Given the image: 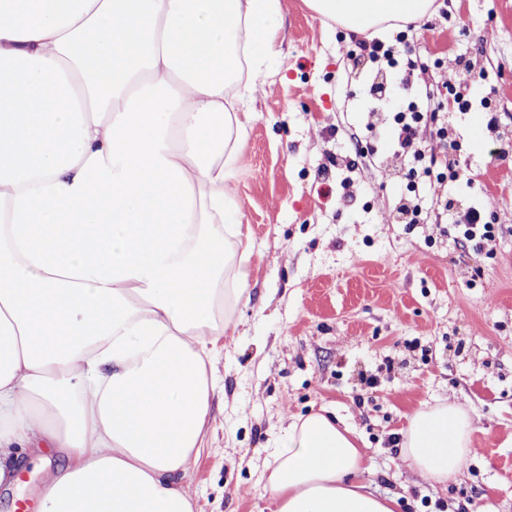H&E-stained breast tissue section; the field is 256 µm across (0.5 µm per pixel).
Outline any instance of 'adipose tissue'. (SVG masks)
Returning <instances> with one entry per match:
<instances>
[{
    "label": "adipose tissue",
    "instance_id": "obj_1",
    "mask_svg": "<svg viewBox=\"0 0 512 512\" xmlns=\"http://www.w3.org/2000/svg\"><path fill=\"white\" fill-rule=\"evenodd\" d=\"M368 38L432 0H308ZM281 0H0V486L16 448L65 460L41 512H194L228 327L224 227ZM461 405L413 413L399 458L463 469ZM351 427L312 413L265 463L274 512H394Z\"/></svg>",
    "mask_w": 512,
    "mask_h": 512
}]
</instances>
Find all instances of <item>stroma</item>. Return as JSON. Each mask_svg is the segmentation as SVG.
Returning a JSON list of instances; mask_svg holds the SVG:
<instances>
[{"instance_id": "stroma-1", "label": "stroma", "mask_w": 512, "mask_h": 512, "mask_svg": "<svg viewBox=\"0 0 512 512\" xmlns=\"http://www.w3.org/2000/svg\"><path fill=\"white\" fill-rule=\"evenodd\" d=\"M281 4L230 185L240 228L225 232L250 249L230 257L224 286L245 268L251 300L226 312L205 448L184 486L199 512H271L260 478L272 448L294 418L329 409L356 431L395 512H512V0H435L384 40L399 63L423 66L415 88L430 90L458 142L443 150L434 124L418 126L414 148L459 178L422 183L438 204L416 224L399 214L408 161L388 133L399 68L376 75L358 34L306 0ZM461 59L473 100L489 99L498 118L479 142L449 93ZM380 77L388 94L376 101ZM369 122L381 131L373 153L360 143ZM493 146L508 156L492 159ZM471 206L498 229L480 250L454 240L455 214ZM443 401L475 421L471 459L445 487L413 481L398 458L409 416ZM49 468L23 461L17 502L29 512Z\"/></svg>"}]
</instances>
